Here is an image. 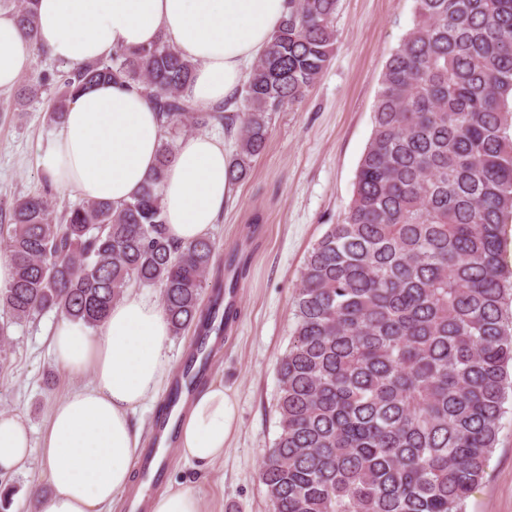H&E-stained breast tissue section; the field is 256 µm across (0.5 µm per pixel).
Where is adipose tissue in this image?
<instances>
[{
	"mask_svg": "<svg viewBox=\"0 0 512 512\" xmlns=\"http://www.w3.org/2000/svg\"><path fill=\"white\" fill-rule=\"evenodd\" d=\"M287 14L288 0H38L32 39L14 15L0 12V90L32 70L38 44L74 66L164 39L195 63L186 94L207 110L238 98L246 65ZM160 139L159 114L141 89L99 84L71 99L41 166L60 188L121 204L153 174ZM229 170L230 158L215 137L201 133L178 144L161 183L172 239L188 244L208 236L230 197ZM169 337L163 310L134 291L113 305L98 332L65 317L58 321L50 339L56 363L90 380L50 412L41 452L51 490L41 497L39 512H110L132 484L141 446L132 415L170 374ZM237 428L233 397L223 384H212L188 405L181 454L212 463ZM30 448L26 425L0 414V473L15 470Z\"/></svg>",
	"mask_w": 512,
	"mask_h": 512,
	"instance_id": "1",
	"label": "adipose tissue"
}]
</instances>
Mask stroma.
<instances>
[{
	"instance_id": "stroma-1",
	"label": "stroma",
	"mask_w": 512,
	"mask_h": 512,
	"mask_svg": "<svg viewBox=\"0 0 512 512\" xmlns=\"http://www.w3.org/2000/svg\"><path fill=\"white\" fill-rule=\"evenodd\" d=\"M415 20V0H339L336 48L328 67L304 98L273 113L265 151L231 197L210 237L218 256L245 247L247 265L235 293L237 316L208 361L206 383L223 384L237 406L238 429L223 458L206 469L180 451L165 459L156 496L185 484L195 489L200 512H270L259 470L278 435L276 365L295 325L293 300L304 258L328 225L341 223L353 196L356 172L373 128L381 73ZM53 86L19 102L0 93V215L20 197L49 190L56 210L78 204L72 191L46 188L40 158L58 131L47 120ZM49 311L12 325L0 361V413L18 416L40 444L52 407L77 379L48 352L59 321ZM13 489L14 512H38L36 491H47L40 451L14 472L0 474ZM466 512H512V410L502 420L483 483Z\"/></svg>"
}]
</instances>
